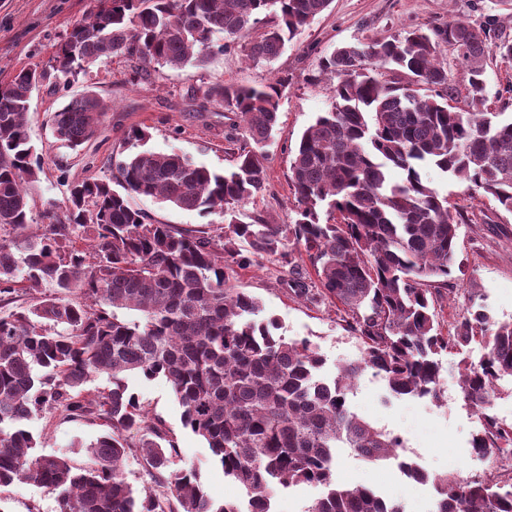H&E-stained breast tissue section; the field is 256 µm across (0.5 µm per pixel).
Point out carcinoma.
Wrapping results in <instances>:
<instances>
[{
    "label": "carcinoma",
    "mask_w": 512,
    "mask_h": 512,
    "mask_svg": "<svg viewBox=\"0 0 512 512\" xmlns=\"http://www.w3.org/2000/svg\"><path fill=\"white\" fill-rule=\"evenodd\" d=\"M100 2L66 34L50 68L37 76L23 67L0 85V303L18 293L33 300L0 314V485H41L55 494V512H272L274 489L300 484L324 489L306 512H404L368 487L336 484V449L350 448L368 462L393 459L407 479L432 484L433 512H512V480L498 475L502 461L512 463V424L488 413L500 383L512 380V320L494 321L480 308L453 333L441 332L435 301L455 270L459 225L469 218L421 174L433 166L512 214V116L473 111L486 101L487 58L512 60V41L496 19L477 35L455 19L320 58L332 102L290 150L291 224L259 214L246 222L238 210L264 188V147L276 131L284 76L203 91L253 143L231 168L217 172L176 152L143 149L113 163L121 192L94 177L64 182V206L49 204L35 231L28 187L41 166L29 109L47 78L68 84L113 56L131 61L136 77L156 66L202 69L262 21L248 59L270 62L331 0ZM443 47L467 75L462 107L448 103L455 88ZM383 69L395 78H383ZM110 109L89 90L54 112L53 133L78 147ZM393 168L402 171L398 181ZM132 196L217 214L224 227L214 239L149 223ZM266 255L288 265L296 296L344 312L365 345L359 362L328 380L310 340L258 319V300L230 278ZM303 259L316 292L305 287ZM474 340L483 353L463 363L460 388L480 421L472 448L492 470L472 479L431 476L401 457L398 437L351 411L348 396L371 369L396 397L439 401L436 356ZM130 374L170 384L184 427L205 441L240 500L215 504L199 473L177 466L178 448L129 391ZM104 376L111 386L86 393ZM43 409L105 422L108 431L87 446V467L34 452L39 442L26 422ZM133 429L156 483L171 495L137 496L128 483L122 461Z\"/></svg>",
    "instance_id": "cac0c4a2"
}]
</instances>
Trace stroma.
I'll list each match as a JSON object with an SVG mask.
<instances>
[{
  "mask_svg": "<svg viewBox=\"0 0 512 512\" xmlns=\"http://www.w3.org/2000/svg\"><path fill=\"white\" fill-rule=\"evenodd\" d=\"M94 7V0H0V80L24 67L47 65L66 33ZM488 16L496 18L503 37L512 40V11L496 0H332L329 9L270 62L256 64L246 57L248 39L264 31L259 24L202 71L164 66L135 80L129 61L118 56L90 66L67 87L42 86L30 101L31 138L42 166L29 197L33 221L41 223L47 201H63L62 180L115 178L112 160L130 153L126 136L135 127L148 131L150 150L175 151L217 171L231 167L248 141L242 130L230 128L224 108L204 102L203 90L216 82L257 87L284 76L288 84L280 100L277 133L265 148L266 187L240 210L262 215L270 224L290 223L296 202L288 179L289 150L330 106L329 83L318 75L319 59L339 46L389 38L412 27L442 25L456 17L476 26ZM88 90L107 99L111 109L91 140L74 150L61 146L52 134V116ZM486 100L492 111L512 113V61L489 60ZM422 176L469 216L459 229L460 268L436 305L440 326L453 329L475 303L493 319H512V215L437 168H425ZM131 204L151 221L186 230L211 235L222 225L218 215L182 210L154 198L135 197ZM231 284L256 297L262 317L278 319L284 335L309 339L325 360L327 377H336L342 367L362 358L364 344L346 331L334 304L313 305L294 296L288 269L279 257L266 256L237 270ZM481 353L480 344L474 342L442 356L444 403L428 397H394L386 382L368 370L355 383L350 407L375 427L400 437L401 455L426 471L468 476L482 470L484 460L471 447L479 421L463 402L459 372L461 361L478 360ZM128 385L149 420L160 425L178 448L181 465L199 471L208 495L219 503L239 498L238 488L212 464L204 440L184 427L170 385L161 378L139 376L129 377ZM28 428L41 441L40 453L66 455L78 468L89 462L86 444L106 431L101 421L70 420L52 410L34 414ZM336 482L373 487L401 502L405 512L433 508L430 486L409 481L396 465L370 464L348 448L339 452ZM55 506L53 493L36 484L0 486V512H54Z\"/></svg>",
  "mask_w": 512,
  "mask_h": 512,
  "instance_id": "stroma-1",
  "label": "stroma"
}]
</instances>
